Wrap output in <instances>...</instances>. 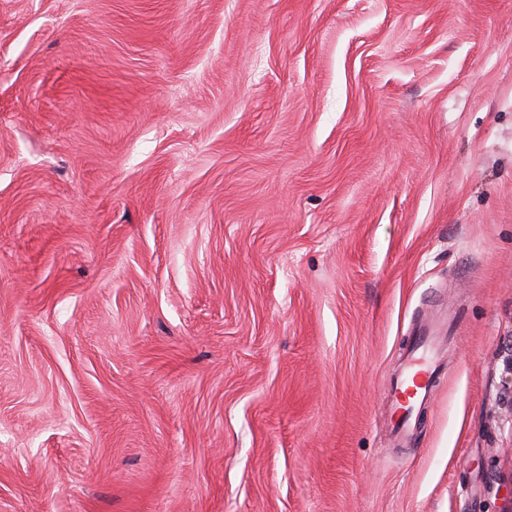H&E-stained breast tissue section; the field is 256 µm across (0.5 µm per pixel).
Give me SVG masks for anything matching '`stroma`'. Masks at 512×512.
<instances>
[{
    "label": "stroma",
    "mask_w": 512,
    "mask_h": 512,
    "mask_svg": "<svg viewBox=\"0 0 512 512\" xmlns=\"http://www.w3.org/2000/svg\"><path fill=\"white\" fill-rule=\"evenodd\" d=\"M511 356L512 0H0V512H498ZM434 373L426 348V336H419L408 352L404 375L396 379L394 389L399 394L408 396L410 386H405L411 381L418 388L416 403H423L432 391Z\"/></svg>",
    "instance_id": "1"
}]
</instances>
